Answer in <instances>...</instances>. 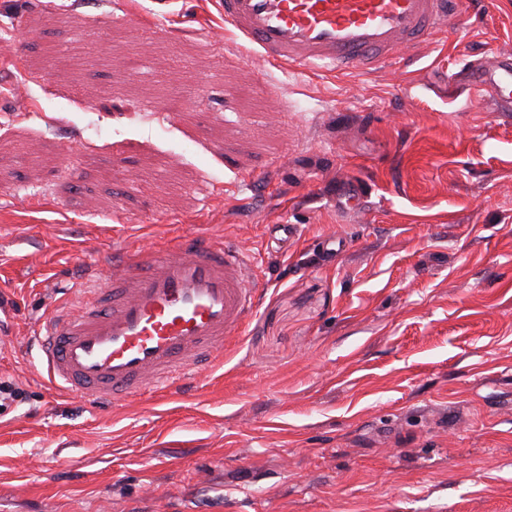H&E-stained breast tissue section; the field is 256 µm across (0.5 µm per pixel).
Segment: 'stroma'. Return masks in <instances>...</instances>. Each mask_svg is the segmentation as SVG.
Returning a JSON list of instances; mask_svg holds the SVG:
<instances>
[{"mask_svg":"<svg viewBox=\"0 0 512 512\" xmlns=\"http://www.w3.org/2000/svg\"><path fill=\"white\" fill-rule=\"evenodd\" d=\"M151 7L0 0V512H512V112L455 79L512 0L325 74ZM193 231L260 260L246 334L168 400L56 390L50 305Z\"/></svg>","mask_w":512,"mask_h":512,"instance_id":"1","label":"stroma"}]
</instances>
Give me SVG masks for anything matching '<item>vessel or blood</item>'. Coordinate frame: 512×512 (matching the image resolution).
Instances as JSON below:
<instances>
[{
  "mask_svg": "<svg viewBox=\"0 0 512 512\" xmlns=\"http://www.w3.org/2000/svg\"><path fill=\"white\" fill-rule=\"evenodd\" d=\"M226 33L261 63L347 70L405 58L467 16L465 0H218ZM512 112V53L468 74ZM262 269L238 244L196 232L112 261L53 306L37 332L50 382L99 407L146 392L180 393L242 335Z\"/></svg>",
  "mask_w": 512,
  "mask_h": 512,
  "instance_id": "vessel-or-blood-1",
  "label": "vessel or blood"
}]
</instances>
